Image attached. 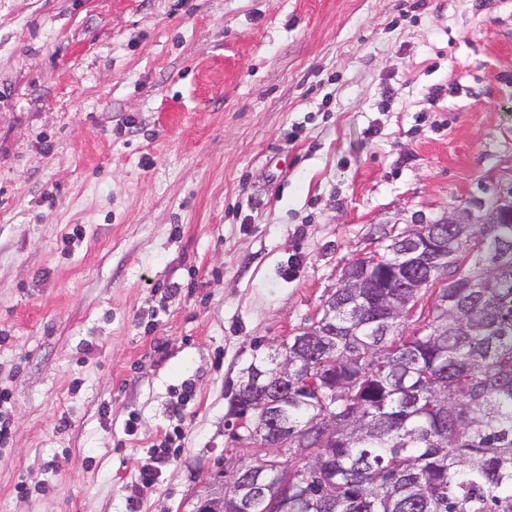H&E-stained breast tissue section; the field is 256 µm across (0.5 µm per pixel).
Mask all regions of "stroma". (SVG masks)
Returning a JSON list of instances; mask_svg holds the SVG:
<instances>
[{"mask_svg":"<svg viewBox=\"0 0 512 512\" xmlns=\"http://www.w3.org/2000/svg\"><path fill=\"white\" fill-rule=\"evenodd\" d=\"M501 188L512 0H0V512H191L370 226ZM243 374L250 380L251 386L248 391L245 392L242 390V393L236 394V399L234 400L236 409H241L243 404H246L243 399L249 398L252 394L263 391L270 392L271 388L275 384V378L278 377L275 376V373L256 366L248 368L243 372Z\"/></svg>","mask_w":512,"mask_h":512,"instance_id":"35a3bbf8","label":"stroma"}]
</instances>
